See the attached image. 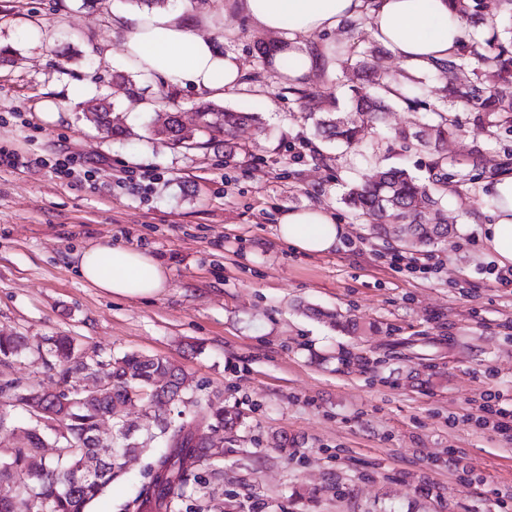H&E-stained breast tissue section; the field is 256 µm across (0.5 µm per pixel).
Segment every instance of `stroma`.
Listing matches in <instances>:
<instances>
[{"label":"stroma","instance_id":"obj_1","mask_svg":"<svg viewBox=\"0 0 512 512\" xmlns=\"http://www.w3.org/2000/svg\"><path fill=\"white\" fill-rule=\"evenodd\" d=\"M194 33H212L242 64L239 89L220 105L259 113L237 131L240 150L188 151L148 132L154 111L134 112L110 79L124 69L113 27L129 0L107 10L82 0H0V148L22 156L0 167V335L38 342L67 335L88 355L140 351L186 371L201 394L237 407L245 425L224 437V512H512V440L499 434L493 403L512 409V285L481 240L493 223L491 172L512 154V131L460 126L444 148L464 168L482 144L486 175L448 193L453 246L422 251L424 275L392 265L403 245L371 237L342 202L351 180L372 173L359 148L309 144L313 113L288 80L258 56L277 34L237 11L234 0L181 7ZM71 60L62 63L61 51ZM309 83L337 84L345 116L362 125L378 157L427 176L431 157L406 152L395 130L422 113L395 106L366 127L348 100L341 69L314 68ZM109 95L128 134L103 138L83 120L74 89ZM324 205L348 232L322 255L277 235L291 209ZM142 249L167 269L148 299L106 294L76 268L87 247ZM359 325L348 333L302 313L303 305ZM58 376L38 352L0 362V383L53 392ZM145 456L93 512H124Z\"/></svg>","mask_w":512,"mask_h":512}]
</instances>
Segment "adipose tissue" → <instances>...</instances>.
Wrapping results in <instances>:
<instances>
[{
  "label": "adipose tissue",
  "mask_w": 512,
  "mask_h": 512,
  "mask_svg": "<svg viewBox=\"0 0 512 512\" xmlns=\"http://www.w3.org/2000/svg\"><path fill=\"white\" fill-rule=\"evenodd\" d=\"M237 7L256 27L278 34L287 43L290 75H309L313 57L298 50L300 39L339 27L343 20L367 13L375 41L400 59L410 73L428 72L447 59L467 35V24L450 0H237ZM123 55L129 64L212 97L236 89L241 66L222 53L216 41L191 34L178 12L155 11L123 16ZM495 221L484 225L483 241L500 265L512 264V176L494 184ZM280 239L308 255L330 251L345 233L327 207L312 205L285 213ZM82 279L108 294L151 298L166 288L164 267L150 253L134 248L95 245L79 261Z\"/></svg>",
  "instance_id": "obj_1"
}]
</instances>
